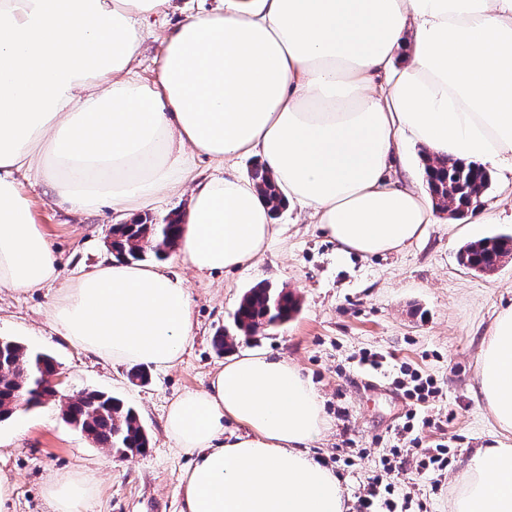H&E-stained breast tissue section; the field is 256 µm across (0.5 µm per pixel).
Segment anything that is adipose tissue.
<instances>
[{
  "label": "adipose tissue",
  "mask_w": 512,
  "mask_h": 512,
  "mask_svg": "<svg viewBox=\"0 0 512 512\" xmlns=\"http://www.w3.org/2000/svg\"><path fill=\"white\" fill-rule=\"evenodd\" d=\"M171 0H0V288L57 284L53 331L114 364L168 368L195 334L185 280L115 257L61 279L26 184L57 207L143 210L189 194L177 249L199 274L257 261L278 236L254 159L341 255L397 251L435 223L430 199L389 183L404 142L512 167V0H218L158 36ZM404 65H396L398 56ZM216 171L197 172L195 157ZM481 397L512 432V305L478 361ZM243 426L225 435L224 422ZM322 399L288 359L247 351L173 399L165 432L191 460L181 512H345L339 478L308 453ZM94 480L52 482L53 512H87ZM448 512H512V445L478 449Z\"/></svg>",
  "instance_id": "adipose-tissue-1"
}]
</instances>
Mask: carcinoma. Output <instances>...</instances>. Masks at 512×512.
I'll return each mask as SVG.
<instances>
[{
    "label": "carcinoma",
    "instance_id": "1",
    "mask_svg": "<svg viewBox=\"0 0 512 512\" xmlns=\"http://www.w3.org/2000/svg\"><path fill=\"white\" fill-rule=\"evenodd\" d=\"M431 199L439 207L451 206L461 215L481 205L490 184L488 172L479 166L464 165L449 156L422 155ZM252 179L273 202L274 211L282 207V198L271 175L255 168ZM179 224L112 225V253L140 262L148 257L161 259L176 242ZM512 256V236H487L468 242L459 253V262L476 272L488 271ZM298 309L294 295L269 284L257 285L242 296L233 314L236 333L252 336L270 326L287 321ZM57 366L56 359L43 352H32L10 338H0V421L12 417L20 407L43 404L49 391L48 378ZM63 418L84 432L102 448L119 457L142 453L150 438L136 409L121 398L104 391L91 390L66 404Z\"/></svg>",
    "mask_w": 512,
    "mask_h": 512
}]
</instances>
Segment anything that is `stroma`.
Wrapping results in <instances>:
<instances>
[{
  "instance_id": "obj_1",
  "label": "stroma",
  "mask_w": 512,
  "mask_h": 512,
  "mask_svg": "<svg viewBox=\"0 0 512 512\" xmlns=\"http://www.w3.org/2000/svg\"><path fill=\"white\" fill-rule=\"evenodd\" d=\"M215 5L216 0H172L166 14L150 19L142 70L155 66L157 35ZM490 175L479 209L482 233L512 234V171L494 168ZM27 192L62 278L90 272L111 257L117 221L111 208L74 214L49 203L40 187ZM274 221L283 235L260 260L234 272L201 276L169 254L165 266L185 278L194 299L196 334L176 366L149 367L142 385L129 381V365L102 362L50 330L46 314L55 286L27 293L0 289V336L51 353L64 379L61 393L97 389L122 398L138 410L151 437L145 452L118 458L68 425L58 405L18 411L0 422V452L8 455L16 479L13 512H52L50 481L89 471L98 479L90 512H180V476L188 459L165 433L167 408L184 390L205 388L233 354L254 349L288 357L323 397L328 428L309 452L336 472L351 512L380 475L405 422L409 402L395 387L401 365L433 378L441 394L420 408L435 422L424 431L422 445H446L451 463L447 471L424 474L410 458L390 480L396 495L411 494L421 512H448V497L468 458L501 438L475 370L492 320L512 305V260L491 275L460 265L458 251L471 235L464 222L444 214L402 251L347 259L337 257L335 243L299 209L283 208ZM260 283L292 292L299 312L255 336L237 337L233 349L217 354L216 331L232 327L243 293ZM365 352L383 354L382 369L362 365Z\"/></svg>"
}]
</instances>
